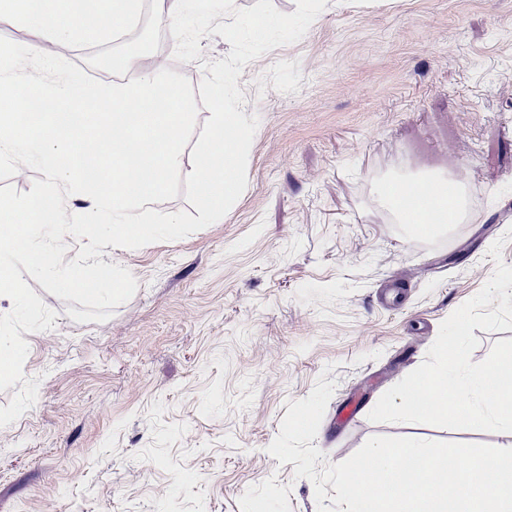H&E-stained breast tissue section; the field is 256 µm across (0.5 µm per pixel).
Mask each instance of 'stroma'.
Here are the masks:
<instances>
[{
    "label": "stroma",
    "mask_w": 512,
    "mask_h": 512,
    "mask_svg": "<svg viewBox=\"0 0 512 512\" xmlns=\"http://www.w3.org/2000/svg\"><path fill=\"white\" fill-rule=\"evenodd\" d=\"M0 37L86 66L139 37ZM166 68L199 86L220 35ZM256 116L247 186L220 220L139 249L105 246L135 294L103 322L30 287L54 327L23 333L35 404L0 427V512H318L313 482L267 451L288 401L334 381L316 470L375 436L502 446L503 433L368 415L494 272L512 228V0H327L298 42L244 66ZM428 177L479 195L436 234L382 190ZM356 402L351 420L344 408Z\"/></svg>",
    "instance_id": "obj_1"
}]
</instances>
